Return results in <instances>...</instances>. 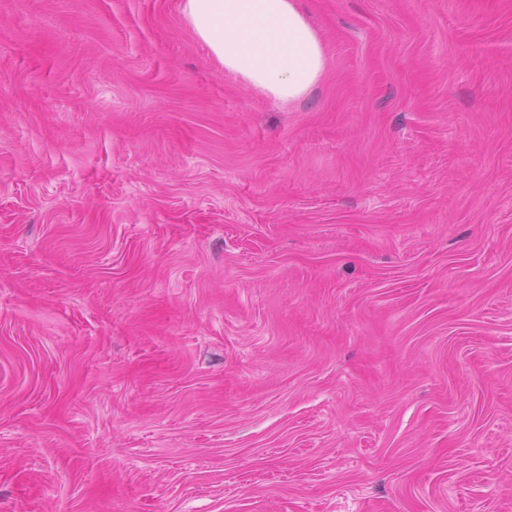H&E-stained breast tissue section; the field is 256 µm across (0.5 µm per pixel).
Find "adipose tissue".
I'll use <instances>...</instances> for the list:
<instances>
[{
	"mask_svg": "<svg viewBox=\"0 0 512 512\" xmlns=\"http://www.w3.org/2000/svg\"><path fill=\"white\" fill-rule=\"evenodd\" d=\"M182 11L225 73L274 100L303 98L324 73L322 40L295 0H182Z\"/></svg>",
	"mask_w": 512,
	"mask_h": 512,
	"instance_id": "ef3b65f1",
	"label": "adipose tissue"
}]
</instances>
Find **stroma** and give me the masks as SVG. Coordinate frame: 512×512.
<instances>
[{"instance_id": "stroma-1", "label": "stroma", "mask_w": 512, "mask_h": 512, "mask_svg": "<svg viewBox=\"0 0 512 512\" xmlns=\"http://www.w3.org/2000/svg\"><path fill=\"white\" fill-rule=\"evenodd\" d=\"M181 3L0 0V512H512V0ZM296 0H183L196 37L224 72L280 101L303 98L326 68L321 38Z\"/></svg>"}]
</instances>
